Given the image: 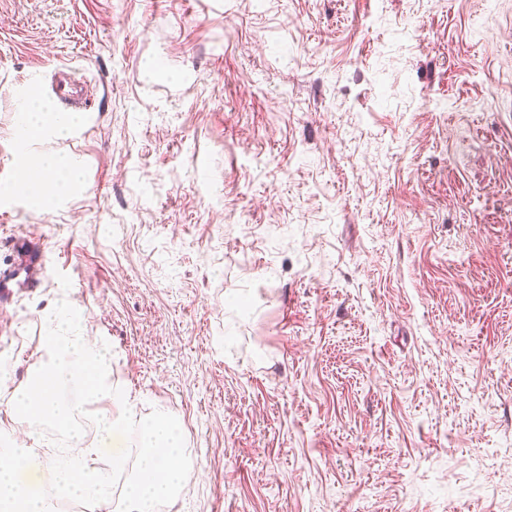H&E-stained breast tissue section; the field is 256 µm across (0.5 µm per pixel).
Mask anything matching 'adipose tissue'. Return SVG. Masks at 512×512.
<instances>
[{"label":"adipose tissue","mask_w":512,"mask_h":512,"mask_svg":"<svg viewBox=\"0 0 512 512\" xmlns=\"http://www.w3.org/2000/svg\"><path fill=\"white\" fill-rule=\"evenodd\" d=\"M83 118L76 112L55 111L37 88H29L15 117L14 134L19 141L16 162L24 168L22 179L0 189V198H21L36 209L57 204L69 191L83 184V174L73 163L51 154L35 152L36 142L64 140L73 136Z\"/></svg>","instance_id":"1"}]
</instances>
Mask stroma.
<instances>
[{"label": "stroma", "mask_w": 512, "mask_h": 512, "mask_svg": "<svg viewBox=\"0 0 512 512\" xmlns=\"http://www.w3.org/2000/svg\"><path fill=\"white\" fill-rule=\"evenodd\" d=\"M160 69H153L151 61ZM65 69L86 185L0 200L4 403L60 300L181 425L157 512H512V0H0L14 117ZM40 265H34L33 261L18 264L12 269H4L0 271V288L8 289L13 285L30 286L32 284V274L35 268Z\"/></svg>", "instance_id": "stroma-1"}]
</instances>
